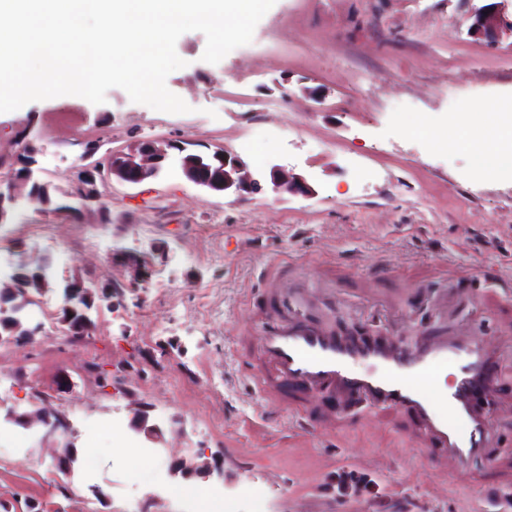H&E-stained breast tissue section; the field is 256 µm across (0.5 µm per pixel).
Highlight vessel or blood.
<instances>
[{
	"label": "vessel or blood",
	"mask_w": 512,
	"mask_h": 512,
	"mask_svg": "<svg viewBox=\"0 0 512 512\" xmlns=\"http://www.w3.org/2000/svg\"><path fill=\"white\" fill-rule=\"evenodd\" d=\"M274 319L257 338V350L271 372L257 378L276 400L289 390L321 389L377 410L402 412L414 433L438 460L462 465L484 455L494 441L489 413L480 397L497 393L495 351L476 336L396 337L320 326L308 309L290 306L287 296L265 290ZM456 368L454 383L442 388L438 370Z\"/></svg>",
	"instance_id": "1"
}]
</instances>
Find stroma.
<instances>
[{
	"mask_svg": "<svg viewBox=\"0 0 512 512\" xmlns=\"http://www.w3.org/2000/svg\"><path fill=\"white\" fill-rule=\"evenodd\" d=\"M483 0H276L252 41L203 62L197 31L176 45L166 84L190 107L60 96L0 113V176L33 147L40 179L65 194L88 160L145 141L240 156L260 191H205L177 167L140 184L110 181L111 221L93 208L20 205L0 224V281L46 258L34 293V340L0 346V504L8 512H183V491L235 512H512V177L484 176L471 153L435 147L430 131L488 101L512 102V36L468 33ZM72 120H61L64 112ZM283 165L311 195L279 194ZM152 271L132 284L116 252ZM306 303L325 328L411 342L463 332L496 350L488 461L435 460L408 419L354 401L266 399L257 387L253 305L265 278ZM116 286L123 304L90 312L82 334L59 321L61 285ZM73 383L58 391L60 376ZM46 409L66 435L42 439L13 411ZM95 452L56 467L62 446ZM156 456L161 488L138 489L124 451ZM182 461L209 477L172 471ZM370 489L337 490L340 472Z\"/></svg>",
	"mask_w": 512,
	"mask_h": 512,
	"instance_id": "stroma-1",
	"label": "stroma"
}]
</instances>
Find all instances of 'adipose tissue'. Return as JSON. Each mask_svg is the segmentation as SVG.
<instances>
[{"label": "adipose tissue", "mask_w": 512, "mask_h": 512, "mask_svg": "<svg viewBox=\"0 0 512 512\" xmlns=\"http://www.w3.org/2000/svg\"><path fill=\"white\" fill-rule=\"evenodd\" d=\"M447 144L474 154L480 171L497 176L512 168V114L493 106L458 113L448 121Z\"/></svg>", "instance_id": "obj_1"}]
</instances>
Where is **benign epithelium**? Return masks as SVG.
<instances>
[{
	"label": "benign epithelium",
	"mask_w": 512,
	"mask_h": 512,
	"mask_svg": "<svg viewBox=\"0 0 512 512\" xmlns=\"http://www.w3.org/2000/svg\"><path fill=\"white\" fill-rule=\"evenodd\" d=\"M512 0H496L478 8L472 15L469 28L471 36L476 40H485L494 43L504 34L512 35V12L508 11ZM172 144L161 141H148L129 147L125 150L112 152V162L106 168L91 167L82 171L79 179L80 186L76 193L71 195L80 206L93 205L98 211L106 213L109 210V197L98 191L97 181H106L112 177L121 182L139 184L147 179L158 176L168 165L176 163L182 175L190 182L204 186L209 191L223 194L250 193L261 189L259 180L250 177L246 171L247 165L237 155H231L222 149L212 154L186 156L170 153ZM32 167L13 177L6 187L0 188V223L3 224L12 216L20 200L16 191L19 183H26L32 177ZM270 182L276 192L289 194L309 195L312 189L306 180L283 166H276L270 172ZM123 263L132 271L133 279L144 281V257L137 251H126L122 258ZM46 286V280L38 278L22 282H14L10 289L15 297L27 302L31 299L30 291L41 290ZM93 284L80 281L77 284L65 285L67 297L71 304L67 308L74 309L78 302V292L91 296ZM19 419L37 423L43 430V437L59 436L67 431L66 422L57 414L48 410L25 412Z\"/></svg>",
	"instance_id": "7a95c632"
}]
</instances>
